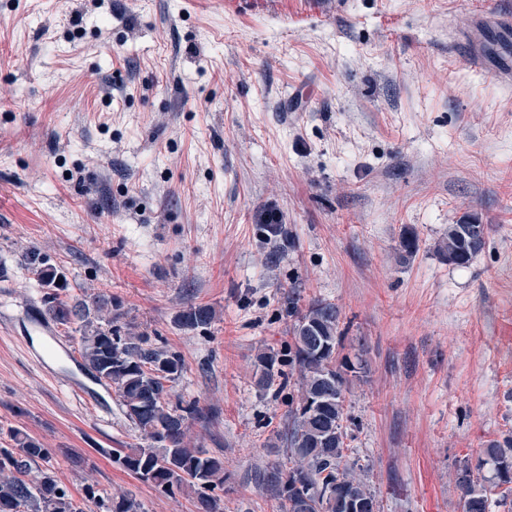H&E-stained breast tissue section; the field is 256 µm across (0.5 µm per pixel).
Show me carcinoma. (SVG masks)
<instances>
[{
	"label": "carcinoma",
	"instance_id": "cac0c4a2",
	"mask_svg": "<svg viewBox=\"0 0 512 512\" xmlns=\"http://www.w3.org/2000/svg\"><path fill=\"white\" fill-rule=\"evenodd\" d=\"M488 227L459 221L448 225L447 236L438 249L451 265L467 267L485 248ZM419 250L412 231L402 234L398 251L403 258ZM27 264L45 289L48 315L68 326L81 322L78 353L82 369L113 390L125 416L149 445H131L116 454L118 462L135 478L153 485L166 495L187 493L196 512H224L220 492L224 491V460L203 448L191 446L190 422L202 417L196 400L186 401L172 391L183 371V360L174 352L161 351L143 334L117 335L112 329V296L98 292L83 295L73 305L58 298L65 288L64 276L32 250ZM214 310L208 305L192 306L178 316L188 328L209 325ZM339 308L315 301L298 314L292 343L285 353L261 349L255 361V385L262 391L275 383L285 385L286 365L297 373V394L291 397V423L275 435L269 447L283 443L288 467L274 468L268 483L275 495L288 503L286 512H342L351 500L371 508L376 496L354 473L347 422L349 382L360 378L362 358L353 362L338 358L343 347ZM12 448H0V512H140V505L120 495L102 499L86 492V502H75L47 471L32 474V464L50 462L52 449L44 447L25 431H10ZM485 463L494 467L498 483L512 484V439L492 443L484 449ZM483 476L473 474L469 465L461 470L463 512H489L491 497Z\"/></svg>",
	"mask_w": 512,
	"mask_h": 512
}]
</instances>
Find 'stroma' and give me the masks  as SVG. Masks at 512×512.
Returning a JSON list of instances; mask_svg holds the SVG:
<instances>
[{"mask_svg":"<svg viewBox=\"0 0 512 512\" xmlns=\"http://www.w3.org/2000/svg\"><path fill=\"white\" fill-rule=\"evenodd\" d=\"M512 0H0V448L19 428L87 489L141 512H195L115 461L139 443L114 392L48 381L19 339L43 290L111 295L118 334L180 353L192 444L224 460V512H283L258 476L296 390L257 391L286 349L289 298L341 312L350 446L380 512H462L463 463L512 437ZM488 58L479 72L463 58ZM277 208L283 236L262 214ZM466 216L489 238L467 267L435 246ZM420 251L400 260L403 231ZM192 305L215 316L178 325ZM86 463L75 468L72 455ZM268 4H276L280 12L288 10V0H224V11L231 14H265Z\"/></svg>","mask_w":512,"mask_h":512,"instance_id":"stroma-1","label":"stroma"}]
</instances>
